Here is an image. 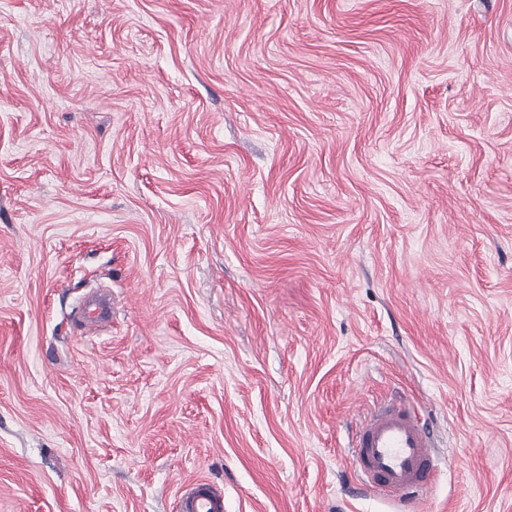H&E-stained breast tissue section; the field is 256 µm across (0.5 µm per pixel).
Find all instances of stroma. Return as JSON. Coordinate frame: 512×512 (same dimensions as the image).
I'll return each instance as SVG.
<instances>
[{"mask_svg":"<svg viewBox=\"0 0 512 512\" xmlns=\"http://www.w3.org/2000/svg\"><path fill=\"white\" fill-rule=\"evenodd\" d=\"M391 394L512 512V0H0V512H391ZM86 334L95 335L112 323V298L86 300L81 311ZM178 512H224V494L206 479H195L179 490Z\"/></svg>","mask_w":512,"mask_h":512,"instance_id":"stroma-1","label":"stroma"}]
</instances>
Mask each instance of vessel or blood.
<instances>
[{
	"mask_svg": "<svg viewBox=\"0 0 512 512\" xmlns=\"http://www.w3.org/2000/svg\"><path fill=\"white\" fill-rule=\"evenodd\" d=\"M81 316L86 333L98 334L112 322L111 298L85 301ZM349 456L369 489L399 504L421 501L432 476L450 464L437 450L420 407L391 397L374 402L352 435ZM177 509L224 512V495L210 481L195 479L180 488Z\"/></svg>",
	"mask_w": 512,
	"mask_h": 512,
	"instance_id": "b4317fda",
	"label": "vessel or blood"
}]
</instances>
